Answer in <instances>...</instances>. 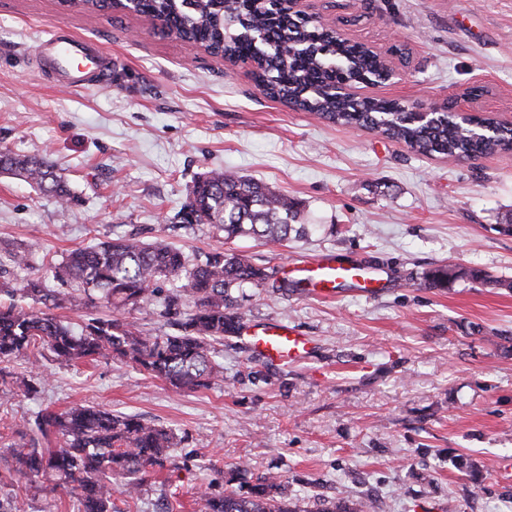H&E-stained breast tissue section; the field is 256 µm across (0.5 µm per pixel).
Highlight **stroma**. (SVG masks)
<instances>
[{"instance_id":"obj_1","label":"stroma","mask_w":512,"mask_h":512,"mask_svg":"<svg viewBox=\"0 0 512 512\" xmlns=\"http://www.w3.org/2000/svg\"><path fill=\"white\" fill-rule=\"evenodd\" d=\"M307 11L382 54L407 49L405 76L372 95L428 106L481 85L474 112L512 122V0H309ZM59 27L110 57V82L68 90L38 69L32 51ZM0 150L50 155L72 195L63 205L0 175L1 248L36 241L58 259L133 234L189 255L241 253L283 276L327 250L367 266L377 290L247 289V321L287 322L313 348L278 365L225 337L224 379L208 389L43 356L37 394L0 384L1 447L29 412L93 404L185 437L178 468L136 503L116 497L128 512H157L171 494L173 512H194L199 488L238 465L250 484L277 477L303 512L338 499L372 512H512V151L420 155L289 108L262 93L250 64L137 15L59 0H0ZM212 169L299 202L308 235L227 243L182 227L192 181ZM444 265L460 277L425 287L423 273Z\"/></svg>"}]
</instances>
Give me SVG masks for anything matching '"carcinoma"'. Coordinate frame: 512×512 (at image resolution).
Here are the masks:
<instances>
[{
	"label": "carcinoma",
	"mask_w": 512,
	"mask_h": 512,
	"mask_svg": "<svg viewBox=\"0 0 512 512\" xmlns=\"http://www.w3.org/2000/svg\"><path fill=\"white\" fill-rule=\"evenodd\" d=\"M68 6L120 8L117 0H68ZM138 9L169 36L228 60H255L253 79L269 97L338 124L376 129L426 155L471 158L512 148V128H503L494 140L477 139L448 114L433 126L413 123L395 99L337 100L340 81L382 78L376 55L336 40L334 30L305 17H288L282 0H139ZM250 31L263 33L280 51L258 55ZM0 171L61 202L69 199L64 169L46 155L0 151ZM299 214L295 201L268 185L216 170L194 181L179 211L183 224L206 225L226 241L252 238L267 244L306 235ZM39 256L36 243L0 253V364L48 351L64 364L99 359L131 364L176 389L209 388L220 378L216 345L243 326L239 294L244 289L298 287L273 278L269 268L242 254L212 251L190 259L162 241L145 243L132 236L78 247L49 263L55 288L39 274L15 282L14 271L33 267ZM450 278L446 266L423 275L428 288H442ZM25 300L40 309L24 308ZM148 302L160 304L162 317L177 331L146 332L126 318ZM80 303L94 312L77 331L56 311ZM0 378L32 392L38 373L15 376L0 367ZM180 442L170 429L98 406L40 410L28 431L0 454V490L15 486L19 476L28 493L62 489L78 501L79 512H120L114 495L138 500L151 476L176 467L172 451ZM198 505L199 512H292L273 476L221 493L204 490Z\"/></svg>",
	"instance_id": "carcinoma-1"
}]
</instances>
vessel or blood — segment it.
Masks as SVG:
<instances>
[{
    "mask_svg": "<svg viewBox=\"0 0 512 512\" xmlns=\"http://www.w3.org/2000/svg\"><path fill=\"white\" fill-rule=\"evenodd\" d=\"M41 69L56 82L79 89L108 80V60L92 43L57 29L52 37L36 47ZM298 273L308 280L316 292L334 291L337 286L351 283L361 294H369L371 281L364 269L353 263H343L329 252L303 262ZM256 358L283 363L305 358L311 351V341L297 329L283 322L246 325L242 331Z\"/></svg>",
    "mask_w": 512,
    "mask_h": 512,
    "instance_id": "b4317fda",
    "label": "vessel or blood"
}]
</instances>
